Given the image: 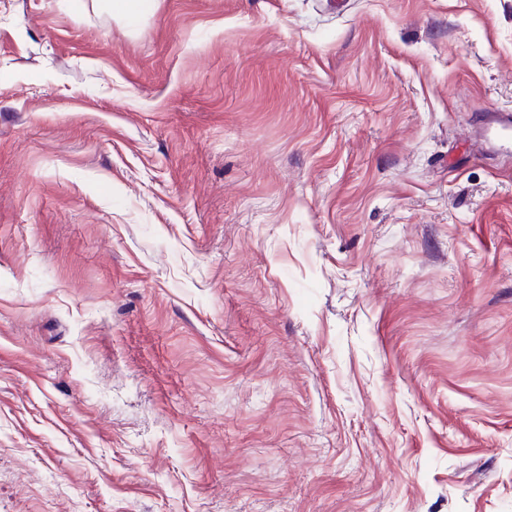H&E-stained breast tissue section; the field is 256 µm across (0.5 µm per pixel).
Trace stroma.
<instances>
[{
	"mask_svg": "<svg viewBox=\"0 0 512 512\" xmlns=\"http://www.w3.org/2000/svg\"><path fill=\"white\" fill-rule=\"evenodd\" d=\"M512 0H0V512H512ZM156 2V0H110L108 4L111 9H116L126 17L136 18L152 12Z\"/></svg>",
	"mask_w": 512,
	"mask_h": 512,
	"instance_id": "35a3bbf8",
	"label": "stroma"
}]
</instances>
